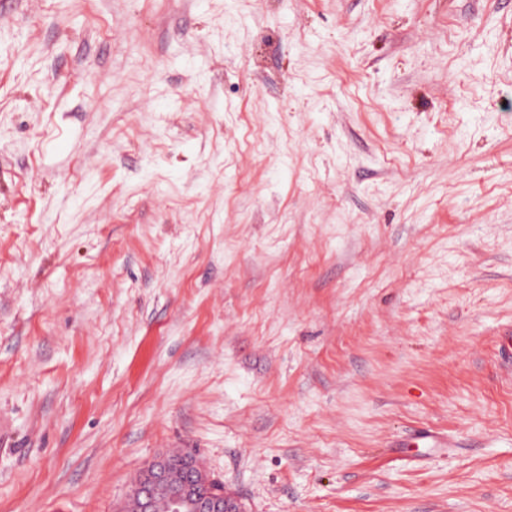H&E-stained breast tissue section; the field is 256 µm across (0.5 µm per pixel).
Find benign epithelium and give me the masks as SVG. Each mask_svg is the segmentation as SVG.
<instances>
[{
	"instance_id": "1",
	"label": "benign epithelium",
	"mask_w": 512,
	"mask_h": 512,
	"mask_svg": "<svg viewBox=\"0 0 512 512\" xmlns=\"http://www.w3.org/2000/svg\"><path fill=\"white\" fill-rule=\"evenodd\" d=\"M213 481L195 450L187 448L178 471L167 454L150 461L136 476L129 499L135 501L138 512H160L159 507L165 505L170 512H246L243 503L228 491L200 493V485Z\"/></svg>"
}]
</instances>
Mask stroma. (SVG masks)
Instances as JSON below:
<instances>
[{"instance_id":"obj_1","label":"stroma","mask_w":512,"mask_h":512,"mask_svg":"<svg viewBox=\"0 0 512 512\" xmlns=\"http://www.w3.org/2000/svg\"><path fill=\"white\" fill-rule=\"evenodd\" d=\"M176 448L247 512H512V0H14L0 512Z\"/></svg>"}]
</instances>
